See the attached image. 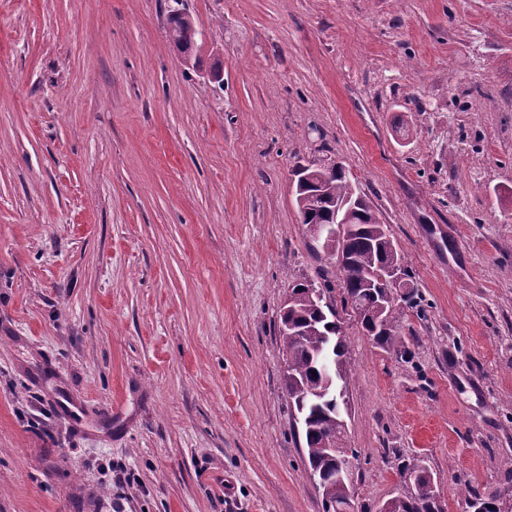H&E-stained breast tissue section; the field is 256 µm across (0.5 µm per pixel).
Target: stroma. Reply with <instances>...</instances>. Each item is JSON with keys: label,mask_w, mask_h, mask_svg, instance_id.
Listing matches in <instances>:
<instances>
[{"label": "stroma", "mask_w": 512, "mask_h": 512, "mask_svg": "<svg viewBox=\"0 0 512 512\" xmlns=\"http://www.w3.org/2000/svg\"><path fill=\"white\" fill-rule=\"evenodd\" d=\"M0 0V512H324L280 309L320 283L296 166L404 254L348 327L358 512L422 462L512 501V0ZM168 36L172 45L180 54L185 52L196 53L194 41H196V28L187 22L173 19L168 16Z\"/></svg>", "instance_id": "stroma-1"}]
</instances>
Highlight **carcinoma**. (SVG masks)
Segmentation results:
<instances>
[{"label":"carcinoma","instance_id":"obj_1","mask_svg":"<svg viewBox=\"0 0 512 512\" xmlns=\"http://www.w3.org/2000/svg\"><path fill=\"white\" fill-rule=\"evenodd\" d=\"M168 36L176 50L183 54L195 52L196 28L187 21L168 18ZM305 189L295 192V204L302 223L340 224L342 237L337 244L322 250L336 259L342 292V310L355 301L364 308L356 312L358 324L364 335L384 350L399 351L397 318L404 307L415 305L413 285L405 283L402 304L387 308L390 325L383 328L375 324L377 296L384 291L378 275L386 268L397 266L408 269L405 257L398 248L388 249L384 240L388 236L386 225L376 216L369 202L348 180L345 170L332 169L328 165L312 164L305 171ZM352 202L355 209L342 216L338 205ZM320 289L325 294L335 290L331 283L321 287L299 283L293 286L289 297L291 303L282 311L281 331L283 353L288 357L284 381L288 398L295 409L301 410L305 435L307 466L323 474L322 491L330 502L337 503L350 492V484L341 482L336 473V456L329 451V441L342 440L336 427L338 405L331 395L325 394L326 378L322 370L323 360L336 359V377L346 383L349 376L346 361L347 344L344 322L339 312H333L313 300V291ZM414 474V485L404 493L394 496L391 512H439L432 492L431 474L418 462L404 466ZM502 498L474 497L469 502L472 512H497Z\"/></svg>","mask_w":512,"mask_h":512}]
</instances>
